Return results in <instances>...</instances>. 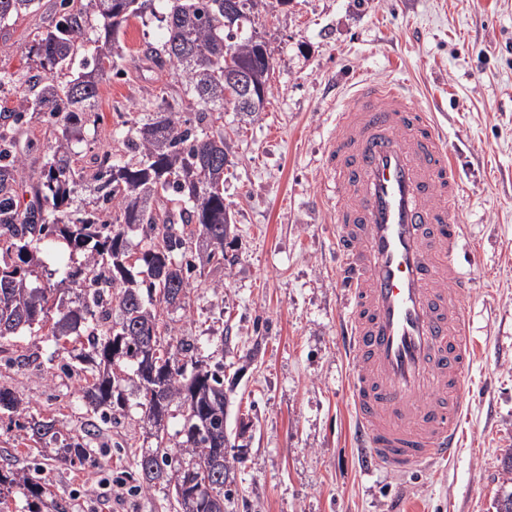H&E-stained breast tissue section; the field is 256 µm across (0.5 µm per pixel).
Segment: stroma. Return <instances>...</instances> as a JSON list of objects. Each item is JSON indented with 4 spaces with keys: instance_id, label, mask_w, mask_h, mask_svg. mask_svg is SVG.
Wrapping results in <instances>:
<instances>
[{
    "instance_id": "obj_1",
    "label": "stroma",
    "mask_w": 512,
    "mask_h": 512,
    "mask_svg": "<svg viewBox=\"0 0 512 512\" xmlns=\"http://www.w3.org/2000/svg\"><path fill=\"white\" fill-rule=\"evenodd\" d=\"M260 31L274 71L264 108L247 125L224 115L234 157L224 170L232 232L224 264L206 265L182 308L163 312L176 338L191 339L203 366L224 367L228 431L250 430L233 448L227 512H387L403 498L412 512H496L512 452V0H265ZM56 0L0 22V99L23 95L39 74L33 45L53 25ZM162 31L131 20L119 76L99 86L97 122L77 144L79 165L124 151L123 137L147 101L180 98L171 67L144 56ZM361 79L402 84L433 108L464 182L460 222L473 245L459 262L472 276L463 299L477 358L466 382L460 450L441 468L407 477H363L352 441L350 363L339 335L336 212L322 194L323 154L337 109ZM14 155L41 169L53 137L41 119L9 125ZM66 240L34 256L36 283L59 282ZM126 399L103 424L82 397V363L42 332L0 340V386L20 399L0 412V456L38 459L46 493L6 495L7 512H170V491L139 488L133 452L147 425L118 363ZM53 418L61 438L92 434L99 463L66 465L56 445L30 449L19 426Z\"/></svg>"
}]
</instances>
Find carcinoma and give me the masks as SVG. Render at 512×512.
<instances>
[{"label": "carcinoma", "instance_id": "obj_1", "mask_svg": "<svg viewBox=\"0 0 512 512\" xmlns=\"http://www.w3.org/2000/svg\"><path fill=\"white\" fill-rule=\"evenodd\" d=\"M103 23L104 37L90 40L82 14L71 0H59L58 16L38 44L39 66L45 71L74 73L64 89L53 79H35L9 118L18 123L28 114L55 130L51 155L35 173L14 157L0 131V178L19 180L29 202L19 208L15 194L0 182V339L35 327L47 329L58 348L71 337H86L80 359L88 364L82 393L108 423L123 406L109 368L118 355L136 366L144 420L165 418L175 406L183 417L178 434L182 456L160 443L136 457L138 485L172 487L174 501L192 512H224L230 501L229 466L224 463V412L212 403L224 399V368L206 369L194 361L193 349L174 341L159 324L161 308L184 303L193 275L205 264L224 261V227L231 216L224 206V166L233 145L224 130L214 128L224 109L239 117L225 98L229 71L225 56L263 75L260 102L269 92L273 68L267 43L254 38L256 0H165L161 14L156 0H91ZM37 0H0V21L31 9ZM163 23V42L145 54L168 63L186 86L181 109L153 102L142 107L143 119L125 136L127 160L104 153L97 165L76 164L73 141L91 111L104 76L116 67L120 38L129 21L146 15ZM93 49L78 57L88 42ZM145 241L138 251L128 234ZM63 236L75 249L89 251L78 265L62 267L59 288L29 285L33 252ZM76 299H67L70 290ZM194 372L186 376L187 365ZM24 438L36 444L58 441L53 418L33 419L21 426ZM60 460L94 461V449L82 440L61 445ZM19 483L36 498L42 487L30 473L0 460V486Z\"/></svg>", "mask_w": 512, "mask_h": 512}]
</instances>
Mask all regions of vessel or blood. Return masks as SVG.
Here are the masks:
<instances>
[{
	"label": "vessel or blood",
	"instance_id": "vessel-or-blood-1",
	"mask_svg": "<svg viewBox=\"0 0 512 512\" xmlns=\"http://www.w3.org/2000/svg\"><path fill=\"white\" fill-rule=\"evenodd\" d=\"M324 175L364 472L447 463L460 446L474 338L461 305L469 277L456 261L467 244L461 178L435 113L398 84L360 82L336 112Z\"/></svg>",
	"mask_w": 512,
	"mask_h": 512
}]
</instances>
